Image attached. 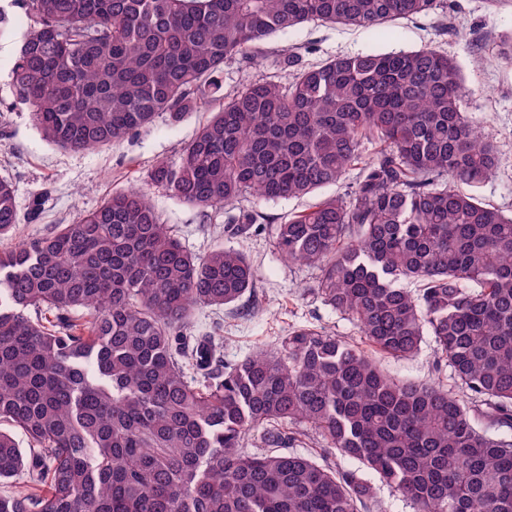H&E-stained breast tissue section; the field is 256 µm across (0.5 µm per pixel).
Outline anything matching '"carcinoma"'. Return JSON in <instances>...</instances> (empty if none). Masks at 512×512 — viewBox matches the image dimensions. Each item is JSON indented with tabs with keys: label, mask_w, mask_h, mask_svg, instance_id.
<instances>
[{
	"label": "carcinoma",
	"mask_w": 512,
	"mask_h": 512,
	"mask_svg": "<svg viewBox=\"0 0 512 512\" xmlns=\"http://www.w3.org/2000/svg\"><path fill=\"white\" fill-rule=\"evenodd\" d=\"M438 0H27L15 100L71 151L219 101L224 60L303 23L372 27ZM434 50L336 58L255 79L148 182L203 211L300 198L359 168L346 197L276 225L286 261L365 346L311 326L224 362L195 313L253 296L246 255L188 252L147 192L0 252V512H373L371 478L417 512H512V216L476 189L497 150ZM470 187L465 191L458 188ZM0 178V236L16 230ZM414 283L418 292L403 287ZM435 343L452 383L397 379ZM355 468L288 452L295 436ZM382 367L392 376L429 381L435 377L434 343L429 336L425 337L418 355L409 359H399L387 355L374 354Z\"/></svg>",
	"instance_id": "obj_1"
}]
</instances>
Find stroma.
<instances>
[{
  "label": "stroma",
  "instance_id": "1",
  "mask_svg": "<svg viewBox=\"0 0 512 512\" xmlns=\"http://www.w3.org/2000/svg\"><path fill=\"white\" fill-rule=\"evenodd\" d=\"M445 11L398 19L375 27L306 23L268 39L261 66L248 59L226 60L222 74L224 96L230 97L252 76L262 74L288 84L283 51L291 49L302 68L331 59L370 53H391L431 48L460 65L467 86L463 108L494 139L498 165L495 174L478 190L487 204L512 213V59L503 58L499 44L512 34V0H446ZM13 16L15 38L0 42V177L17 188L20 218L15 233L0 238V251L19 240L42 236L56 225L69 224L99 206L112 193L130 188L147 190L161 223L192 253L203 256L217 246L243 251L258 272L262 297L259 308L239 302L220 310H200L193 335L222 330L225 361L243 359L252 352L273 349L294 326L313 325L355 341L354 326L325 306L312 289L317 269L281 259L274 246V229L290 214L309 209L311 197L261 200L247 195L235 206L200 212L170 192L149 186L147 174L160 161L179 164L188 143L209 118L205 109L172 120L158 114L153 123L110 146L71 151L43 137L30 110L15 102L10 70L18 41L28 31L23 0H0ZM263 216L260 224H239L240 212ZM392 376L432 380L434 343L424 340L418 355L409 359L380 356Z\"/></svg>",
  "mask_w": 512,
  "mask_h": 512
}]
</instances>
